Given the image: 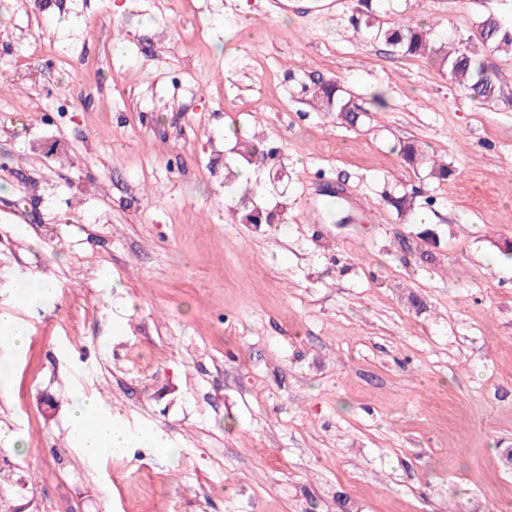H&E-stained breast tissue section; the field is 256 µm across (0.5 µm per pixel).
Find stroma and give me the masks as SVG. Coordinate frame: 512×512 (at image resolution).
Masks as SVG:
<instances>
[{
  "mask_svg": "<svg viewBox=\"0 0 512 512\" xmlns=\"http://www.w3.org/2000/svg\"><path fill=\"white\" fill-rule=\"evenodd\" d=\"M266 7L0 0V310L30 334L0 345V468L41 512H512V100L361 37L359 0ZM490 13L512 0L378 21L448 44ZM321 80L358 126L314 106ZM218 145L283 172L265 223ZM411 188L413 220L386 198ZM31 277L56 288L35 308ZM79 394L123 453L77 449ZM398 153L408 165L427 167L428 176L438 182L447 181L453 174V170L448 166V163L429 158L422 147L414 142L401 145Z\"/></svg>",
  "mask_w": 512,
  "mask_h": 512,
  "instance_id": "stroma-1",
  "label": "stroma"
}]
</instances>
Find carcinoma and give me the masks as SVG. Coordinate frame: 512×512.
Here are the masks:
<instances>
[{
  "label": "carcinoma",
  "instance_id": "cac0c4a2",
  "mask_svg": "<svg viewBox=\"0 0 512 512\" xmlns=\"http://www.w3.org/2000/svg\"><path fill=\"white\" fill-rule=\"evenodd\" d=\"M355 30H362L381 39L391 51L409 57L426 58L448 72L451 78L461 84L471 99L492 102L507 96L504 86L487 71L479 57L478 47L471 41H459L451 47L437 44L431 37L430 29L414 23L395 22L387 28L374 26L370 20L356 24ZM477 41L484 49L512 56V25L500 17L489 14L477 24ZM316 97L324 112H334L345 124L355 126L360 119L362 108L354 97L332 83L321 84ZM399 155L412 166H425L428 176L443 182L453 175L448 163L426 156L422 147L414 142L400 146ZM417 193H403L389 198V202L400 215H410L416 209ZM10 476L0 474V512H16L19 506L17 493L9 490Z\"/></svg>",
  "mask_w": 512,
  "mask_h": 512
}]
</instances>
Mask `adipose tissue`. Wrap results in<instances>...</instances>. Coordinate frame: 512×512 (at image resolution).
Wrapping results in <instances>:
<instances>
[{
  "instance_id": "obj_1",
  "label": "adipose tissue",
  "mask_w": 512,
  "mask_h": 512,
  "mask_svg": "<svg viewBox=\"0 0 512 512\" xmlns=\"http://www.w3.org/2000/svg\"><path fill=\"white\" fill-rule=\"evenodd\" d=\"M69 416L76 445L85 457L109 455L128 447L125 432L114 425L95 399L75 396Z\"/></svg>"
}]
</instances>
